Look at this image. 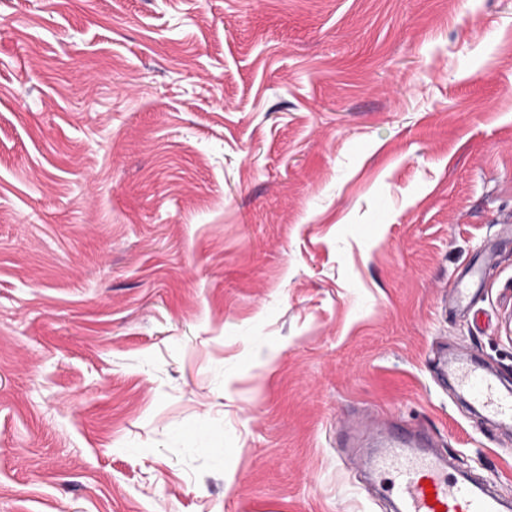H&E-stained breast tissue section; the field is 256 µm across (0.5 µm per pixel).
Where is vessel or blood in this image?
Wrapping results in <instances>:
<instances>
[{
  "label": "vessel or blood",
  "instance_id": "b4317fda",
  "mask_svg": "<svg viewBox=\"0 0 512 512\" xmlns=\"http://www.w3.org/2000/svg\"><path fill=\"white\" fill-rule=\"evenodd\" d=\"M493 260V252H485L472 266L469 280L451 289L455 306L468 305L478 294L483 270ZM438 375L441 384L467 390L488 415L503 423L512 421V393L498 389L491 371L463 359L453 369L440 366ZM367 464L394 498L396 512H503L505 508L483 483L450 475L432 440L419 428H388L377 446L368 450Z\"/></svg>",
  "mask_w": 512,
  "mask_h": 512
}]
</instances>
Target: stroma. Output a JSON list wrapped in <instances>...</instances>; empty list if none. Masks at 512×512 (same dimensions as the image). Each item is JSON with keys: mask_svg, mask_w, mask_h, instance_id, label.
Wrapping results in <instances>:
<instances>
[{"mask_svg": "<svg viewBox=\"0 0 512 512\" xmlns=\"http://www.w3.org/2000/svg\"><path fill=\"white\" fill-rule=\"evenodd\" d=\"M508 212L512 0H0V512H388L389 418L512 501ZM494 260V253L487 251L477 265L469 270L470 279L463 284V280L451 289V300L456 307H465L478 294L481 286L483 269L490 266ZM459 366L448 371L445 361L439 368V386L466 389L474 402L490 416L502 423L512 421V393L502 392L497 387L496 376L483 366L469 363L465 357L459 359Z\"/></svg>", "mask_w": 512, "mask_h": 512, "instance_id": "1", "label": "stroma"}]
</instances>
